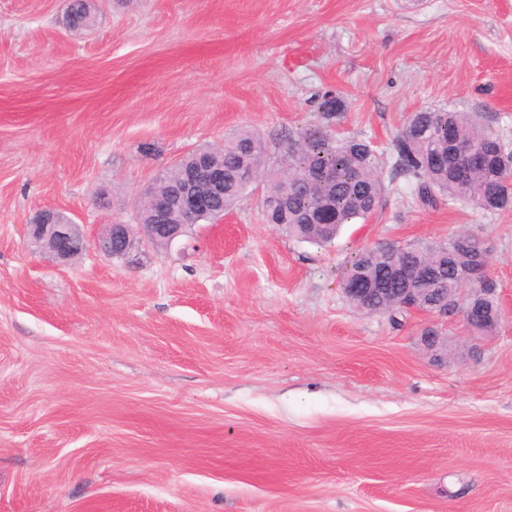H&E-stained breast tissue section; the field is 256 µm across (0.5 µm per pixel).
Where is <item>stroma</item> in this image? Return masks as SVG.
<instances>
[{
    "mask_svg": "<svg viewBox=\"0 0 512 512\" xmlns=\"http://www.w3.org/2000/svg\"><path fill=\"white\" fill-rule=\"evenodd\" d=\"M0 0V512H512V207L386 181L334 243L218 223L128 259L58 264L26 226L88 237L243 129L318 121L389 163L412 113H473L512 150V0ZM483 238L499 321L356 310L380 240ZM434 330L442 343L428 348Z\"/></svg>",
    "mask_w": 512,
    "mask_h": 512,
    "instance_id": "1",
    "label": "stroma"
}]
</instances>
